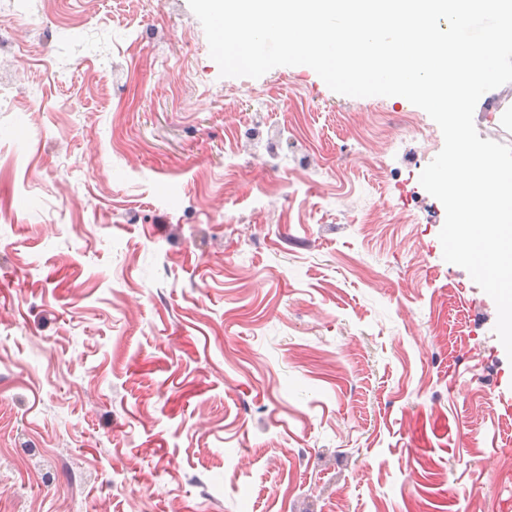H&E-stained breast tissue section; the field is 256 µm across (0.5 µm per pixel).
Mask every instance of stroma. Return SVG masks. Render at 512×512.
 Listing matches in <instances>:
<instances>
[{
	"label": "stroma",
	"mask_w": 512,
	"mask_h": 512,
	"mask_svg": "<svg viewBox=\"0 0 512 512\" xmlns=\"http://www.w3.org/2000/svg\"><path fill=\"white\" fill-rule=\"evenodd\" d=\"M0 23L62 71L0 54V512H512V360L443 258L432 119L221 76L188 0ZM500 107L474 125L512 146ZM271 146L259 210L224 157ZM250 168L264 184L261 197L257 199V204H265L271 197L270 193L278 191L280 186L277 177L281 173V168L277 153L273 150H267V154L251 161Z\"/></svg>",
	"instance_id": "35a3bbf8"
}]
</instances>
